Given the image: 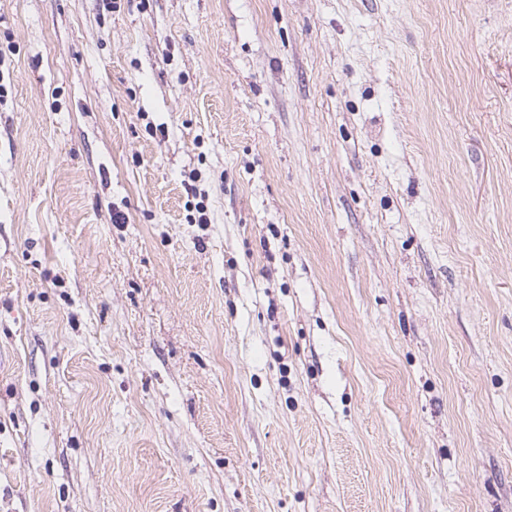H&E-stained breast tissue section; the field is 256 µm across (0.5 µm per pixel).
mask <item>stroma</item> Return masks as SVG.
<instances>
[{
	"instance_id": "stroma-1",
	"label": "stroma",
	"mask_w": 512,
	"mask_h": 512,
	"mask_svg": "<svg viewBox=\"0 0 512 512\" xmlns=\"http://www.w3.org/2000/svg\"><path fill=\"white\" fill-rule=\"evenodd\" d=\"M0 512H512V0H0Z\"/></svg>"
}]
</instances>
